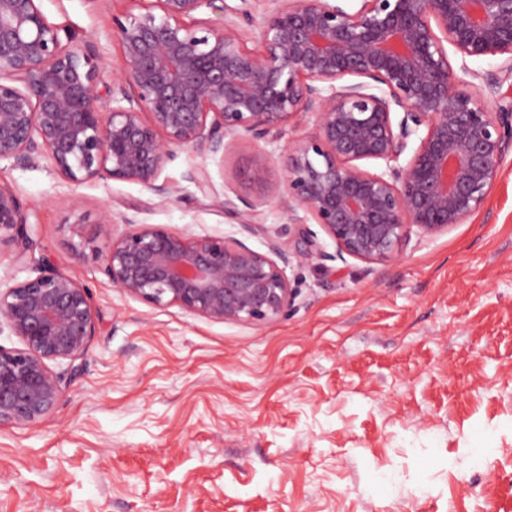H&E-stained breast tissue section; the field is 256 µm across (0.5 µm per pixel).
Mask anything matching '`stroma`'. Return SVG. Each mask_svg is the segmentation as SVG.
Wrapping results in <instances>:
<instances>
[{
  "mask_svg": "<svg viewBox=\"0 0 512 512\" xmlns=\"http://www.w3.org/2000/svg\"><path fill=\"white\" fill-rule=\"evenodd\" d=\"M65 40L91 41L112 83L124 70L115 14L136 0H41ZM255 151L233 139L210 182L180 151L163 205L133 182L73 185L48 160L0 163L30 211L24 261L0 250V287L50 265L92 293L99 328L64 398L40 422L0 426V512H512V151L485 207L403 259L339 256L302 208L264 202L245 178ZM257 206L242 234L214 197ZM80 198L73 209L67 202ZM312 252L289 268L297 295L260 324L219 323L114 288L78 258L83 217Z\"/></svg>",
  "mask_w": 512,
  "mask_h": 512,
  "instance_id": "35a3bbf8",
  "label": "stroma"
}]
</instances>
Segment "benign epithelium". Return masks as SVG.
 I'll return each mask as SVG.
<instances>
[{"label":"benign epithelium","instance_id":"obj_1","mask_svg":"<svg viewBox=\"0 0 512 512\" xmlns=\"http://www.w3.org/2000/svg\"><path fill=\"white\" fill-rule=\"evenodd\" d=\"M39 2L0 0V161L28 167L44 158L75 185L134 182L166 204L174 190L157 180L178 151H200L186 179L203 188L208 163L224 160L231 139L267 143L311 114L314 132L278 157L284 179L273 192L288 196V209L308 210L340 255L394 263L411 233L444 234L484 208L512 149V114L488 108L498 77L466 63L499 58L512 72V0H361L354 12L332 0H272L259 26L246 12L227 16L224 0H136L141 13L112 16L125 68L110 108L95 45L62 43ZM204 7L218 18L200 27ZM466 75L483 87L458 89ZM366 161L384 170L370 173ZM272 164L258 148L252 182L268 184ZM215 205L233 211L243 232L257 231L254 204ZM93 224L76 255L102 259L114 287L213 322L282 315L295 298L286 269L309 258L274 238L261 253L238 238L129 220L116 236L109 210ZM28 225V210L0 183V247L19 261L32 243ZM102 235L104 254L95 245ZM99 321L90 289L50 267L0 292V331L23 343L0 346V425H32L54 410L67 388L54 366L79 359Z\"/></svg>","mask_w":512,"mask_h":512}]
</instances>
